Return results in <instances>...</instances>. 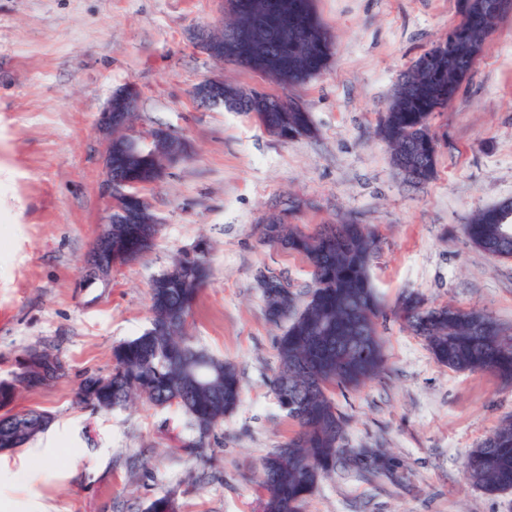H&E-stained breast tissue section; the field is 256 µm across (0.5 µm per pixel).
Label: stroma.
<instances>
[{
    "label": "stroma",
    "mask_w": 512,
    "mask_h": 512,
    "mask_svg": "<svg viewBox=\"0 0 512 512\" xmlns=\"http://www.w3.org/2000/svg\"><path fill=\"white\" fill-rule=\"evenodd\" d=\"M333 43L328 67L283 87L213 60L194 28L220 21L224 0H0V379L27 349H45L66 377L19 392L14 410L49 412L53 431L0 453V499L11 512H147L173 496L178 512H259L263 458L295 431L270 390L282 326L263 314L256 271L310 282L301 256L262 242L263 218L288 201L287 222L353 221L381 249L372 281L387 307L407 293L475 307L512 329V260L472 246L464 226L512 199V15L484 41L447 108L435 113L437 174L416 187L379 134L393 88L442 40L456 0H315ZM299 100L315 133L269 135L254 119L194 96L213 75ZM139 92L136 129L163 127L189 145L146 196L160 219L152 249L112 268L109 287L80 285L106 206L105 142L96 125L112 94ZM206 251L210 279L188 334L242 377L238 411L192 448L190 419L136 403L109 412L78 405L87 370L108 373L112 350L149 325L150 284L173 260ZM387 369L358 389L332 388L353 448L385 449L389 469L364 481L336 471L303 512H512V490L471 484V448L512 416V385L438 364L394 314L378 321Z\"/></svg>",
    "instance_id": "35a3bbf8"
}]
</instances>
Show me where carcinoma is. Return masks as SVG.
Segmentation results:
<instances>
[{
  "mask_svg": "<svg viewBox=\"0 0 512 512\" xmlns=\"http://www.w3.org/2000/svg\"><path fill=\"white\" fill-rule=\"evenodd\" d=\"M497 27L492 15L468 21L458 44H437L425 51L394 88L380 125L393 163L418 185L434 179L437 140L430 118L458 92L480 54L485 36ZM224 46L235 49L236 65L254 72H277L279 84L306 83L327 67L331 57L328 30L313 0H224ZM224 105L252 115L269 133L293 139L312 132L308 112L291 99L224 83ZM183 142L158 143L132 155L124 133L113 132L115 176L133 185V194L118 199L112 214V264H129L154 244L159 225L140 194L159 180L163 170L184 159ZM261 238L302 256L311 282L306 300L288 281L268 269L257 271L268 321L285 324L276 340L278 368L271 391L279 408L298 431L261 462V512H301L325 476L352 461L369 475L366 450L344 443L347 417L329 395L332 386L356 387L385 369L383 342L377 330L380 299L370 278L378 251L375 232L364 224H322L305 231L284 219H267ZM468 241L487 256L512 258V238L501 235L500 212L480 211L465 226ZM207 253H184L159 274L150 288V326L141 335L113 348L112 370L86 371L76 401L94 410H111L133 399L154 407L182 409L197 432L194 448L208 447L213 431L242 402L243 387L235 364L208 355L187 336L186 322L209 277ZM407 327L423 338L438 363L456 372H491L512 382V336H505L484 311L454 306L427 307L417 296L400 301ZM38 355L30 366L37 375L59 358ZM37 384L0 381V409L20 390ZM0 451H15L44 433L52 415L25 409L4 413ZM469 481L489 493L512 489V419L472 449L465 462Z\"/></svg>",
  "mask_w": 512,
  "mask_h": 512,
  "instance_id": "carcinoma-1",
  "label": "carcinoma"
}]
</instances>
